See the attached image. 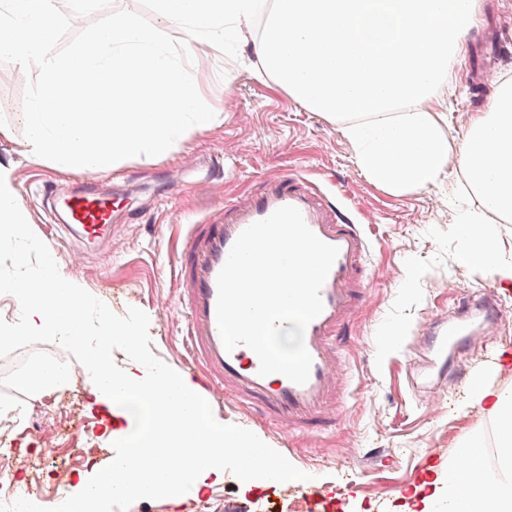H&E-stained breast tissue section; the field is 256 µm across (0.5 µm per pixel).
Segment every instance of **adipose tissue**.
Returning <instances> with one entry per match:
<instances>
[{"instance_id": "obj_1", "label": "adipose tissue", "mask_w": 512, "mask_h": 512, "mask_svg": "<svg viewBox=\"0 0 512 512\" xmlns=\"http://www.w3.org/2000/svg\"><path fill=\"white\" fill-rule=\"evenodd\" d=\"M66 0H0V55L37 71L25 153L98 171L144 148L165 154L221 121L189 70L196 44H251L273 84L302 107L337 122L358 168L395 194L462 176L455 221L458 261L512 284V254L492 226L512 218V79L475 112L459 144L446 131L443 89L483 0H152L186 42L173 60L160 32L132 15L113 17L70 56L55 34ZM471 405L497 427V456L471 433L429 481L446 512H512V390L475 384ZM494 469V484L485 481Z\"/></svg>"}]
</instances>
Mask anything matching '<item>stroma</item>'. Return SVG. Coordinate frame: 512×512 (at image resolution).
Listing matches in <instances>:
<instances>
[{"label":"stroma","mask_w":512,"mask_h":512,"mask_svg":"<svg viewBox=\"0 0 512 512\" xmlns=\"http://www.w3.org/2000/svg\"><path fill=\"white\" fill-rule=\"evenodd\" d=\"M507 13L512 14V0H484L464 39V54L448 90L454 141L463 139L473 112L495 94L494 88L478 84V74L485 69L497 75L512 73V56L491 52L494 26ZM116 15H132L149 26L160 24L150 0H97L84 12L81 25L66 18L59 21V51L67 54L80 47ZM251 54L246 44H230L221 52L203 47L189 61L204 98L224 105L219 125L192 136L168 155L144 151L98 171L95 188L113 196L120 224L101 250L83 252L60 226L58 197L79 188L80 170L22 152L28 137L25 116L40 79L32 73L18 80L15 64L5 57H0V126L9 128L11 135L0 138V167L10 172L20 207L61 270L71 273L73 261H81L78 280L84 289L117 314L131 306L144 311L150 319L152 353L199 380L204 373L189 360L181 318L163 317L157 310L158 304L172 306L177 301L175 256L190 220L215 214L225 201L246 195L258 177L291 170L337 197L361 222L370 253L364 300L344 335L349 382L335 427L284 441L243 404L212 406L225 423L252 431L308 472L327 491L323 503L311 511L301 485L247 489L229 473L223 484L187 493L180 504L139 500L128 512H195L198 503L204 504V512H233L256 500L262 501L265 512H413L414 490L426 479L428 468L447 463L449 452L471 432H483L487 460H494L497 450L493 419L468 404L469 376L443 381L434 410L427 406L426 391L412 390L422 358L415 336L426 319L450 309L460 296H482L497 283L482 268L458 264L462 241L448 208L447 187L395 195L368 180L357 169L353 149L336 123L272 89L268 78L246 65ZM213 162L222 165L223 180L211 192L198 191L197 182ZM503 295L499 343L472 348L466 364L489 387L512 389V364H495L497 350L512 353V288ZM81 398L97 430L88 439L78 427H70L68 446L53 454L62 459L73 448L89 447L99 464H107L115 455L111 416L90 388H83ZM346 440L355 448L353 455L342 450Z\"/></svg>","instance_id":"stroma-1"}]
</instances>
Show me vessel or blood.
I'll list each match as a JSON object with an SVG mask.
<instances>
[{
  "label": "vessel or blood",
  "instance_id": "b4317fda",
  "mask_svg": "<svg viewBox=\"0 0 512 512\" xmlns=\"http://www.w3.org/2000/svg\"><path fill=\"white\" fill-rule=\"evenodd\" d=\"M283 206L296 207L315 235L338 249L321 289L323 310L304 332L312 367L302 385L277 373L260 376L259 358L248 347L226 350L216 318L217 276L233 243L247 227ZM63 210L66 230L84 251L98 249L115 229L111 199L93 188L65 195ZM368 252L360 224L325 190L295 172L261 178L257 193L225 203L215 218L190 224L176 258L181 290L177 312L185 322L192 356L205 371L208 394L220 391L225 398L250 405L288 436L332 426L337 418L336 395L345 381L339 337L362 302ZM501 329L498 303L465 297L452 315L429 322L423 343L446 359L448 372L461 373L462 358L449 355V347L470 336L495 338Z\"/></svg>",
  "mask_w": 512,
  "mask_h": 512
}]
</instances>
